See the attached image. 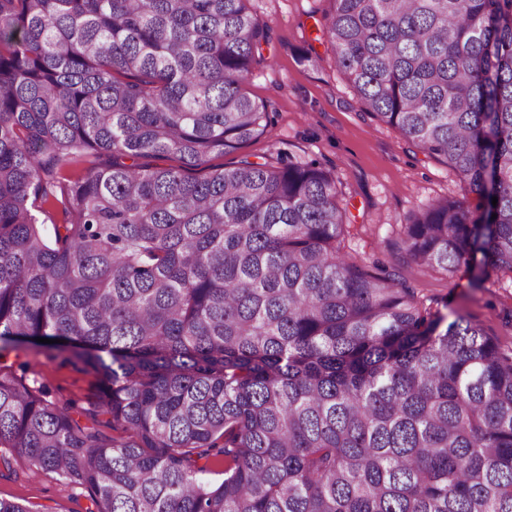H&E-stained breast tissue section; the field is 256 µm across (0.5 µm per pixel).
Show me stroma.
I'll list each match as a JSON object with an SVG mask.
<instances>
[{"mask_svg": "<svg viewBox=\"0 0 512 512\" xmlns=\"http://www.w3.org/2000/svg\"><path fill=\"white\" fill-rule=\"evenodd\" d=\"M252 5L272 39L263 48L267 65L257 68L244 88L270 105L272 125L267 135L246 146V154L316 159L333 170L346 212L344 251L367 263L388 261L408 211L439 196H465L467 186L443 163L361 110L330 45L319 38L325 0H252ZM399 273L420 300L447 301L449 309L467 314L503 348H512L511 273L494 275L479 290L470 287L466 271L451 279L405 265ZM6 361L20 363L23 380L45 385L51 399L92 408L93 374L31 350L8 354ZM0 496L24 499L33 512H85L89 504L84 489L64 485L53 474L32 476L21 458L13 459L11 468L0 467Z\"/></svg>", "mask_w": 512, "mask_h": 512, "instance_id": "35a3bbf8", "label": "stroma"}]
</instances>
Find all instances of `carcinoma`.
Masks as SVG:
<instances>
[{"mask_svg": "<svg viewBox=\"0 0 512 512\" xmlns=\"http://www.w3.org/2000/svg\"><path fill=\"white\" fill-rule=\"evenodd\" d=\"M250 2L0 0V465L86 512H512V350L394 271L512 273V0H327L364 110L474 195L410 210L389 267L343 253L320 162L207 165L270 127ZM22 348L131 438L23 384ZM6 364H14L18 376H22L26 383L32 385L43 384L50 392V399L60 403L73 402L79 409L92 408L96 398V378L82 367L60 364L59 360L49 361L43 354H36L33 350L10 352L5 358ZM23 363V369L18 367Z\"/></svg>", "mask_w": 512, "mask_h": 512, "instance_id": "obj_1", "label": "carcinoma"}]
</instances>
